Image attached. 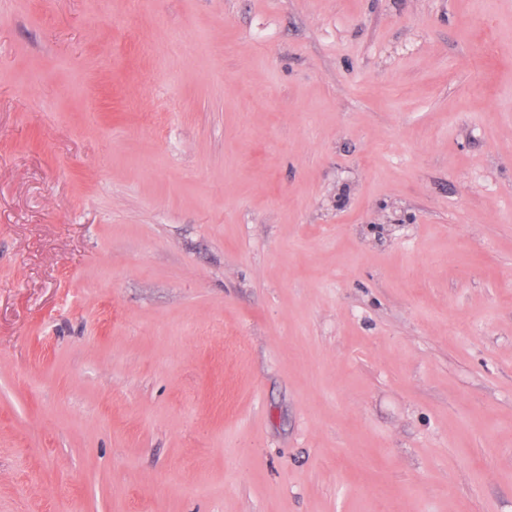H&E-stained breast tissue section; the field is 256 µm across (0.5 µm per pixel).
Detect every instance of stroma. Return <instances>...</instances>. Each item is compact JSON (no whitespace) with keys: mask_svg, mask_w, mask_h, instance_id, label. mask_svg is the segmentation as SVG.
Returning a JSON list of instances; mask_svg holds the SVG:
<instances>
[{"mask_svg":"<svg viewBox=\"0 0 512 512\" xmlns=\"http://www.w3.org/2000/svg\"><path fill=\"white\" fill-rule=\"evenodd\" d=\"M0 512H512V0H0Z\"/></svg>","mask_w":512,"mask_h":512,"instance_id":"obj_1","label":"stroma"}]
</instances>
